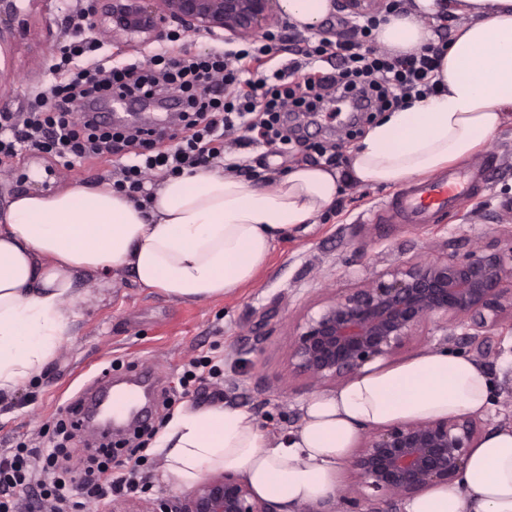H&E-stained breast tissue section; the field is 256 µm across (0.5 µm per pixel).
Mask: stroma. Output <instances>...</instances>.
I'll return each mask as SVG.
<instances>
[{
  "instance_id": "stroma-1",
  "label": "stroma",
  "mask_w": 512,
  "mask_h": 512,
  "mask_svg": "<svg viewBox=\"0 0 512 512\" xmlns=\"http://www.w3.org/2000/svg\"><path fill=\"white\" fill-rule=\"evenodd\" d=\"M95 0H24L25 24L0 46V113L26 111L31 95L55 80L50 64L70 39L64 19L72 10L93 7ZM101 55L112 65L149 64L167 48L196 54L224 45L223 38L183 34L177 45L165 38L126 41L96 33ZM496 153L478 198L460 212L430 224H372L374 205L395 194V187L345 185L333 207L315 223L282 234L256 279L222 299L183 303L139 287L126 274L112 278L106 298L84 308L55 357L37 380L0 403V452L21 441H40L53 429L60 410L103 376L126 377L130 367L154 368L180 407L202 409L200 387L185 383L189 361L202 357L217 366L221 404L250 412L272 438L295 430L306 401L343 387L345 378L317 381L296 371L290 351L297 328L348 288L367 285L379 276L418 262L443 260L453 252L476 251L512 235V122L491 136L470 164ZM49 158L35 152L0 162V214L16 194H46L64 186L95 185L111 180L109 158L47 175ZM497 351L479 358L495 385L493 403L477 419L480 432L512 424V328L496 330ZM436 320L423 323L410 341L387 357L404 361L424 350H458ZM146 486L137 500L184 496L185 491L161 468V453L146 444Z\"/></svg>"
}]
</instances>
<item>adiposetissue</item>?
<instances>
[{
    "instance_id": "obj_1",
    "label": "adipose tissue",
    "mask_w": 512,
    "mask_h": 512,
    "mask_svg": "<svg viewBox=\"0 0 512 512\" xmlns=\"http://www.w3.org/2000/svg\"><path fill=\"white\" fill-rule=\"evenodd\" d=\"M448 14L466 21L435 73L441 93L384 113L347 173L306 164L259 186L219 166L159 181L147 204L108 182L17 194L0 217V394L42 375L91 299L83 280L108 289L122 270L180 302L220 298L253 281L277 234L325 211L345 181L397 185L476 154L512 119V0H413L378 42L394 54L420 50L429 20ZM493 391L471 357L426 350L314 396L300 427L276 440L241 409L177 411L159 439L162 468L183 489L208 472L235 473L278 512H297L332 500L362 429L480 415ZM406 512H512V425L484 434L459 475Z\"/></svg>"
}]
</instances>
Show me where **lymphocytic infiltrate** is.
Segmentation results:
<instances>
[{"mask_svg": "<svg viewBox=\"0 0 512 512\" xmlns=\"http://www.w3.org/2000/svg\"><path fill=\"white\" fill-rule=\"evenodd\" d=\"M405 10L406 0H389L384 14L341 19L335 38L297 34L295 58L277 69L268 63L281 34L293 28L285 18L244 47L182 59L163 51L155 54L149 69L110 67L102 59L91 67L81 65V56L94 51L95 44L85 38L74 41L53 66L57 81L36 94V111L0 114V159L33 151L72 169L129 150L133 156L114 167L112 185L145 202L152 196L150 177L206 169L225 153L252 145L270 146L279 154L299 151L340 165L338 146L310 141L288 116L313 114L349 100L354 115L345 136L351 139L363 118L436 95L440 46L399 55L374 47L386 16ZM329 60L335 68L321 70ZM167 89L180 95L181 127L174 136L163 128L111 129L97 106L105 97L151 98ZM76 427L72 414H65L38 445L0 453V512H43L49 503L55 512H83L89 501L139 490L144 458L136 451L117 462L111 449L91 448L82 465L73 464L69 443Z\"/></svg>", "mask_w": 512, "mask_h": 512, "instance_id": "lymphocytic-infiltrate-1", "label": "lymphocytic infiltrate"}]
</instances>
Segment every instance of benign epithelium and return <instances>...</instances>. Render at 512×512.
<instances>
[{"label":"benign epithelium","mask_w":512,"mask_h":512,"mask_svg":"<svg viewBox=\"0 0 512 512\" xmlns=\"http://www.w3.org/2000/svg\"><path fill=\"white\" fill-rule=\"evenodd\" d=\"M89 14L114 37L151 40L175 25L186 32L250 38L276 19L277 0H100ZM381 0H336L353 17L379 8ZM21 11L16 0H0L6 31ZM512 311V237L485 252L451 255L443 261L394 270L365 288H348L298 327L291 349L294 368L316 380L360 371L384 358L436 318L458 343L492 349L489 331ZM463 332L456 334V329ZM477 434L467 417L404 422L369 436L348 461L367 512H398L394 498L446 484L464 468ZM107 512H277L231 473L209 476L189 494L144 504L114 503Z\"/></svg>","instance_id":"1"}]
</instances>
